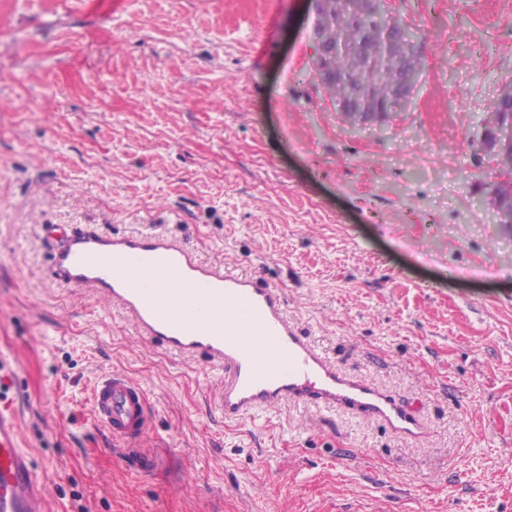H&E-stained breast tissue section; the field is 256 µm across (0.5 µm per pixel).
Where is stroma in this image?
<instances>
[{"label":"stroma","instance_id":"1","mask_svg":"<svg viewBox=\"0 0 512 512\" xmlns=\"http://www.w3.org/2000/svg\"><path fill=\"white\" fill-rule=\"evenodd\" d=\"M413 104L349 123L313 72L314 0H0V352L49 512H512V225L473 142L512 81V0H389ZM163 233L284 291L304 336L423 424L225 421L218 368L49 279L55 240ZM149 425L112 438L99 378ZM92 403L97 422L113 437H139L148 425V398L126 372L114 370L94 386Z\"/></svg>","mask_w":512,"mask_h":512}]
</instances>
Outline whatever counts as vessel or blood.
Instances as JSON below:
<instances>
[{
    "label": "vessel or blood",
    "mask_w": 512,
    "mask_h": 512,
    "mask_svg": "<svg viewBox=\"0 0 512 512\" xmlns=\"http://www.w3.org/2000/svg\"><path fill=\"white\" fill-rule=\"evenodd\" d=\"M62 236L52 281L121 306L139 334L165 351L219 367L217 405L225 419L307 403L375 417L408 440L421 435L413 411L316 349L289 317L282 290L261 275L225 273L159 234ZM92 403L112 437L134 439L148 425L147 395L126 372L104 375ZM0 512H47L45 483L22 442L17 410L2 398Z\"/></svg>",
    "instance_id": "obj_1"
}]
</instances>
